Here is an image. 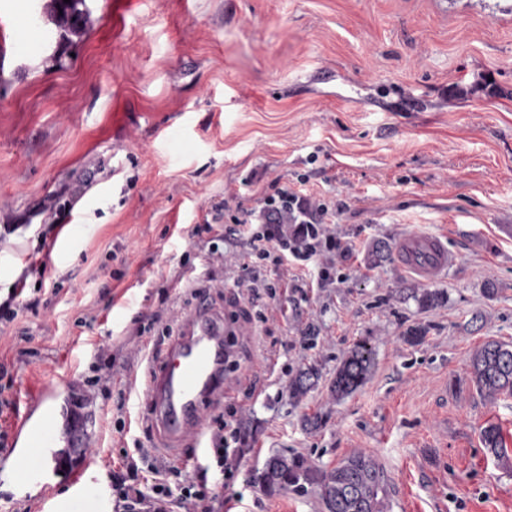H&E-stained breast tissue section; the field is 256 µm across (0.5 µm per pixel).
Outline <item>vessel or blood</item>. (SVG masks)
<instances>
[{
	"label": "vessel or blood",
	"instance_id": "vessel-or-blood-1",
	"mask_svg": "<svg viewBox=\"0 0 512 512\" xmlns=\"http://www.w3.org/2000/svg\"><path fill=\"white\" fill-rule=\"evenodd\" d=\"M395 257L404 272L427 284L438 282L456 263L442 237L431 233L404 235ZM177 331L153 365L141 396L150 406L164 447L175 449L190 442L203 448L207 445L204 419L224 397L233 331L223 314L205 305L181 315ZM76 400V395H68L69 414L58 416L55 394L49 389L26 408L11 437V450L19 460H28L36 448L86 446L84 424L72 414Z\"/></svg>",
	"mask_w": 512,
	"mask_h": 512
}]
</instances>
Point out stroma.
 <instances>
[{"instance_id": "stroma-1", "label": "stroma", "mask_w": 512, "mask_h": 512, "mask_svg": "<svg viewBox=\"0 0 512 512\" xmlns=\"http://www.w3.org/2000/svg\"><path fill=\"white\" fill-rule=\"evenodd\" d=\"M46 3L0 0V225L16 227L0 242V289L25 278L37 303L0 326V356L19 411L49 386L60 401L87 390L107 338L112 379L88 416L103 456L47 462L36 494L19 497L3 489L12 454L0 447V512H45L75 485L82 512H97L88 473L107 476L106 458L134 443L158 447L144 402L116 406L196 306L181 278L207 282L203 300L236 330L218 410L241 438L232 474L188 444L168 458L171 484L204 468L211 512L231 496L236 512H323L317 489L267 495L250 470L275 453L329 468L363 452L385 470L391 512H512V459L480 440L498 424L512 451V396L486 403L470 368L483 342L512 345V0H92L60 56L30 24L39 13L52 29ZM286 186L327 208L340 248L289 263L269 278L275 298L254 303L235 284L241 247L190 234L215 206L234 215ZM49 224L63 230L46 273H26ZM411 232L443 234L458 254L434 309L395 261L366 262L373 241ZM418 324L427 336L408 343ZM359 341L371 374L334 401L336 366ZM310 365L316 387L290 404L289 379ZM314 413L326 424L310 431Z\"/></svg>"}]
</instances>
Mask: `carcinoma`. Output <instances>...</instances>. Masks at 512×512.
I'll use <instances>...</instances> for the list:
<instances>
[{
	"label": "carcinoma",
	"instance_id": "cac0c4a2",
	"mask_svg": "<svg viewBox=\"0 0 512 512\" xmlns=\"http://www.w3.org/2000/svg\"><path fill=\"white\" fill-rule=\"evenodd\" d=\"M82 0H50V14L58 36L67 40L83 34L90 22L84 15ZM392 259V249L385 241L373 243L367 253L369 265L376 266ZM372 349L364 341L356 343L340 359L329 383L330 396L340 401L366 382L372 366ZM470 366L476 389L483 400L495 403L502 395H512V345L488 340L471 354ZM319 379L318 369L310 365L288 383V398L301 402L314 389ZM483 447L496 458L508 456L500 426L489 424L480 432ZM253 482L268 495L292 489L315 486L325 512H389V484L383 468L369 455L352 453L327 469L310 463L305 457L274 454L263 468L252 474Z\"/></svg>",
	"mask_w": 512,
	"mask_h": 512
}]
</instances>
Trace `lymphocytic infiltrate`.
<instances>
[{
	"mask_svg": "<svg viewBox=\"0 0 512 512\" xmlns=\"http://www.w3.org/2000/svg\"><path fill=\"white\" fill-rule=\"evenodd\" d=\"M326 214L323 206L311 205L301 192L282 188L261 198L259 226L235 216L230 223L216 225L215 230L224 240L240 243L245 257L242 270L252 278L262 271L279 273L288 259L312 262L323 252L335 250L336 240L326 227ZM213 422L209 442L216 466L232 472L237 459L230 446L239 441L241 426L237 420L218 415ZM147 455L142 448L136 454L124 455L110 472L112 492L123 512H167L175 501L186 512H197L207 499L206 478L171 486L167 469L147 463Z\"/></svg>",
	"mask_w": 512,
	"mask_h": 512,
	"instance_id": "f902f5d3",
	"label": "lymphocytic infiltrate"
}]
</instances>
